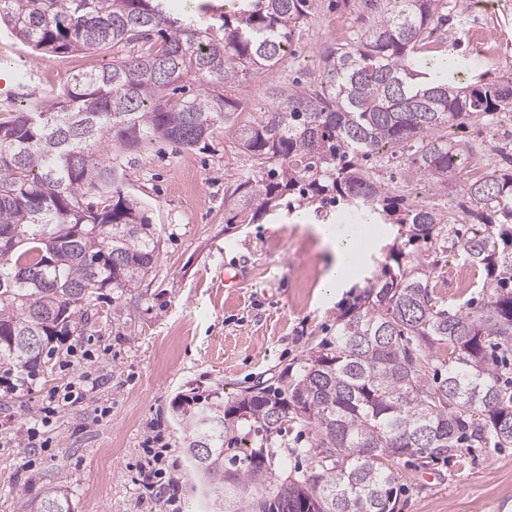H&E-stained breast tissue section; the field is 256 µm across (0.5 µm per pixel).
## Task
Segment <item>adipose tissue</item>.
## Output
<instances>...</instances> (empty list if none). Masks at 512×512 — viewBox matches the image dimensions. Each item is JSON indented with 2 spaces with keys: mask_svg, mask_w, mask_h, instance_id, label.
Listing matches in <instances>:
<instances>
[{
  "mask_svg": "<svg viewBox=\"0 0 512 512\" xmlns=\"http://www.w3.org/2000/svg\"><path fill=\"white\" fill-rule=\"evenodd\" d=\"M366 226L367 222L363 219L342 232L337 231L332 224L314 225V232L329 252V264L322 280L325 293L332 294L348 287V268L352 261L356 257L368 255L374 239L367 234Z\"/></svg>",
  "mask_w": 512,
  "mask_h": 512,
  "instance_id": "obj_1",
  "label": "adipose tissue"
}]
</instances>
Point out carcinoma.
<instances>
[{
    "mask_svg": "<svg viewBox=\"0 0 512 512\" xmlns=\"http://www.w3.org/2000/svg\"><path fill=\"white\" fill-rule=\"evenodd\" d=\"M393 2L372 32L324 53L319 88L274 87L272 106L253 112L230 89L278 65L309 0H241L218 28L167 0H0V27L49 58L147 44L0 121V372H45L53 341L89 323L100 291L122 293L153 269L158 234L125 195L123 159L222 132L252 159L225 197L228 223L250 224L288 197L301 209L341 202L406 236L334 342L230 404L218 394L175 402L185 452L224 512H394L392 458L512 445V171L464 177L471 149L449 140L466 121L512 112V70L462 81L452 53L421 57L448 0ZM407 147L410 179L438 193L460 177L464 213L483 233L451 237V216L406 202L364 164ZM421 241L480 272L479 307L453 311L433 295L428 255L407 252ZM293 427L311 432L319 471L273 490V471L287 466L273 444ZM24 507L74 512L56 488Z\"/></svg>",
    "mask_w": 512,
    "mask_h": 512,
    "instance_id": "1",
    "label": "carcinoma"
}]
</instances>
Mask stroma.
<instances>
[{"instance_id": "1", "label": "stroma", "mask_w": 512, "mask_h": 512, "mask_svg": "<svg viewBox=\"0 0 512 512\" xmlns=\"http://www.w3.org/2000/svg\"><path fill=\"white\" fill-rule=\"evenodd\" d=\"M364 3L311 0V13L275 72L236 84L234 96L256 108L269 104L271 86L317 87L323 50L355 40L376 22ZM483 16L499 34V69L512 67V0H489ZM444 30L469 76L487 73L469 15H451ZM1 57L10 62L4 76L11 93L0 94V118L8 115L7 103L27 95L51 98L73 75L111 59L99 52L46 59L4 30ZM29 65L37 77L17 84L16 71ZM454 137L475 146L472 162L481 171L512 163V112L468 125ZM250 165L219 133L192 150L156 142L124 158V188L140 199L160 239L157 263L136 288L98 300L92 331L57 343L48 372L30 390L0 387V512H21L24 502L50 487L66 489L75 512H212L213 494L182 450L174 401L213 390L232 399L334 340L339 316L357 304L368 279L401 242L397 226L386 225L364 278L326 298L327 250L287 207L251 224L228 223L227 187ZM380 178L393 192L442 210L462 200L457 180L437 194L395 162L382 167ZM419 249L434 262L435 294L448 307L465 306L472 291H459L448 279L460 257L426 243ZM228 268L243 274L238 287H225ZM84 373L95 381L93 392L82 400L68 397L69 384ZM51 396L55 412L40 428L51 446L30 451L32 415ZM148 445L164 456L165 478L177 487L175 502L136 483ZM392 465L405 487L395 512H472L474 499L497 484L502 490L486 512H512L506 486L512 446L469 448L439 460L402 456Z\"/></svg>"}]
</instances>
